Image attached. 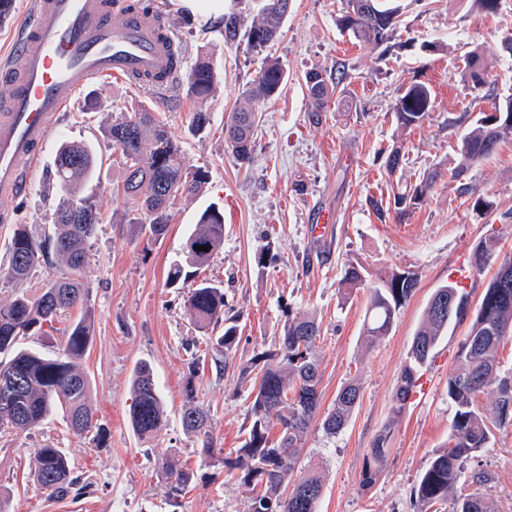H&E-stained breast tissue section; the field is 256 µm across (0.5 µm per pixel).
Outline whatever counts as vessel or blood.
I'll return each instance as SVG.
<instances>
[{
  "label": "vessel or blood",
  "instance_id": "1",
  "mask_svg": "<svg viewBox=\"0 0 512 512\" xmlns=\"http://www.w3.org/2000/svg\"><path fill=\"white\" fill-rule=\"evenodd\" d=\"M160 11H128L112 21V0H31L0 80L12 94L0 105V193L21 195L60 112L96 78L129 81L158 76V89L177 83L170 70L173 40Z\"/></svg>",
  "mask_w": 512,
  "mask_h": 512
}]
</instances>
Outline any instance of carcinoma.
I'll return each mask as SVG.
<instances>
[{"label":"carcinoma","mask_w":512,"mask_h":512,"mask_svg":"<svg viewBox=\"0 0 512 512\" xmlns=\"http://www.w3.org/2000/svg\"><path fill=\"white\" fill-rule=\"evenodd\" d=\"M290 0H265L251 23L237 13L224 14V42L233 44L246 37L249 47L259 52L267 49L279 35L288 15ZM399 9L386 0H343L336 14V28L374 47L388 43L397 28ZM466 75L473 86H485L487 69L483 55L472 52L467 59ZM287 79V71L279 59L266 55L253 83L249 86L247 106L232 113L225 125V140L233 157L240 163L250 162L254 131L262 118L259 104L277 95ZM348 79L344 64L336 72L311 70L305 75L310 101V121L322 120L329 101L338 87ZM217 88V75L208 51L201 49L190 74L188 91L198 99L212 95ZM432 107L429 87L414 82L400 90L393 115L398 128L407 130L420 126ZM512 137V95L494 104L489 112L473 123L458 148V161L451 168L439 166L426 171L413 184L393 194V207L402 219L424 204L438 179L447 173L460 179L474 164L490 157L504 140ZM112 147L120 152L122 180L118 192L135 201L144 221L141 229L159 238L168 229L171 209L182 197L198 194L207 181L202 169L187 171L182 163V149L153 109L140 106L113 121L107 131ZM55 175L68 196L58 207L74 203L77 216L55 220L38 236L26 224H18L9 247V264L5 276L21 285L40 263L48 262L54 253L62 258L67 271L50 279L37 298L18 290L13 300L0 306V436L24 433L41 425L55 404L65 407L73 433L83 435L96 431L94 414L88 404L89 379L77 360L86 355L93 338V318L87 308L88 292L78 275L83 269L91 240L100 216L89 197L76 196V189L90 180L98 168L94 149L85 143L66 142L58 149ZM224 243V214L215 207L206 208L195 229L188 235L182 258L170 265L166 287L186 288V304L201 329L220 330L214 337L216 347L230 352L239 340L237 320L224 317L223 289L203 280L189 283L188 268H201ZM206 246L208 251L194 249ZM482 267L500 257L498 242L492 238L480 241L474 249ZM366 269L350 264L340 281L341 291L349 295L365 285ZM512 281V256L500 262L496 274L485 289L479 307L469 311L468 298L450 284L437 288L430 298L422 323L408 353L409 363L402 370L395 395V413L405 407L416 385V374L426 364L448 326L471 317L469 330L460 345L458 370L448 376V400L454 414L447 445L437 451L424 469L413 490L422 512L448 499V491L464 474L473 454L490 446L492 428L512 426V401L508 390L512 373L501 372L496 353L499 346L512 338V287H501L502 276ZM418 274L404 270L392 271L378 284L370 287L369 307L362 336L370 344L387 335L395 316L418 287ZM83 315L67 328L59 352L47 357L25 348L22 340L42 336L56 330L54 323L60 313L77 306ZM316 316L296 315L284 324L275 340L280 364H265L251 380L252 415L246 438L240 448L236 465L243 482L254 492L251 512H317L322 495L318 476L309 474L294 479L299 457L298 440L315 418L319 402L321 375L312 350L320 335ZM495 386L493 411H482L477 398L489 386ZM134 402L130 412L132 429L140 438L158 432L165 423L164 409L157 392L152 368L146 362L136 368L132 380ZM359 399V387L343 386L337 393L332 410L322 421L323 429L334 434L342 429ZM184 429L201 439L202 453L214 461L224 462L216 455L211 437V422L206 409L196 404L192 383L185 386ZM280 425L278 439L270 437L272 421ZM389 431L379 434L367 455L362 472L363 484L372 482L382 469L389 453ZM34 478L49 496L63 498L72 492L77 479L71 475L69 459L60 448L43 446L35 449ZM170 479L168 496L173 502L190 485L193 472L174 460L165 462ZM460 512H492L482 496L471 494L460 503Z\"/></svg>","instance_id":"carcinoma-1"}]
</instances>
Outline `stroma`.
<instances>
[{
  "instance_id": "obj_1",
  "label": "stroma",
  "mask_w": 512,
  "mask_h": 512,
  "mask_svg": "<svg viewBox=\"0 0 512 512\" xmlns=\"http://www.w3.org/2000/svg\"><path fill=\"white\" fill-rule=\"evenodd\" d=\"M185 57L189 75L200 47H209L218 91L207 101L179 87L163 104L137 85L112 78L93 81L86 93L105 103L101 112L84 109L77 95L61 113L23 196L0 194V303H9L14 284L2 273L9 261L13 227L43 232L54 222L62 189L54 179L62 142H83L102 155L103 164L82 193L100 216L80 281L89 292L87 308L62 315L51 338L29 337V345L55 354L63 329L91 311L94 337L80 362L90 381L89 403L103 430L102 441L77 435L65 409L30 433L0 438V484L14 491L12 512H250L252 493L239 470L229 467L250 423L252 388L245 369L262 367L274 352L289 313L315 314L321 333L315 356L320 365V403L301 440L298 468L320 476L317 512H418L411 493L427 464L448 440L453 409L448 376L458 367V352L469 324L449 327L432 358L419 372L415 396L401 414L393 405L408 351L434 290L452 282L460 263H471L477 243L492 237L502 254L512 255V139L472 166L459 180L442 178L425 205L405 221L393 213L378 216L373 205L388 202L398 186L414 182L437 163L456 156L462 136L494 102L512 95V55L502 43L512 36V0H500L487 13L472 0H397L399 26L390 50L359 43L340 33L335 16L341 0H291L288 16L268 54L278 57L288 81L261 106L250 163L237 162L224 144V125L246 103L245 90L265 55L246 41L228 45L222 27L188 21L175 0H161ZM425 41L444 49L422 51ZM488 60V82L474 89L462 75L469 52ZM345 62L349 77L320 123L309 119L305 75L331 71ZM431 90L433 107L421 127L403 131L392 106L412 82ZM151 104L182 145L186 168L203 169V192L179 199L166 235L144 234L136 203L117 194L119 155L104 131L137 102ZM209 117L193 133L194 113ZM401 144L405 157L388 174L381 151ZM485 207L475 208L476 199ZM211 204L224 210V243L201 271L224 290V315L236 318L240 336L229 353L212 347L207 330L190 315L186 293L166 287L170 263ZM331 216L328 234L317 232L319 218ZM361 263L369 282L392 270H412L419 285L401 307L386 336L366 344L361 335L369 291L350 298L339 292L348 263ZM153 370L168 420L151 438H138L130 426L131 379L139 362ZM356 383L360 395L350 418L336 434L320 419L333 407L338 390ZM193 384L196 400L209 412L212 439L222 463L203 456L199 440L182 426L184 388ZM390 430L387 461L371 484L362 470L374 439ZM64 449L80 494L48 496L33 481L35 448ZM177 458L194 479L177 503H170V481L163 464ZM484 472L488 483H472ZM478 493L493 512H512V426L494 429L489 448L477 452L453 485L438 512H456Z\"/></svg>"
}]
</instances>
